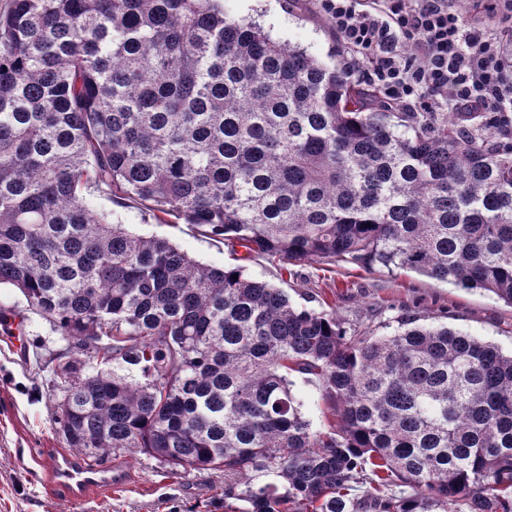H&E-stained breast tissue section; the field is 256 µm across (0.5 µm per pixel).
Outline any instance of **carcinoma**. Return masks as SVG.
Here are the masks:
<instances>
[{
	"label": "carcinoma",
	"instance_id": "cac0c4a2",
	"mask_svg": "<svg viewBox=\"0 0 512 512\" xmlns=\"http://www.w3.org/2000/svg\"><path fill=\"white\" fill-rule=\"evenodd\" d=\"M510 127L392 112L223 0H7L0 285L66 342L65 446L222 473L225 512H512V354L409 316L350 333L91 204L512 306ZM294 373L318 378L325 430ZM291 387L296 399L302 404V412L309 421L313 431L325 429L327 419L333 417L327 410V405L321 399L319 381L315 376L294 373L290 376Z\"/></svg>",
	"mask_w": 512,
	"mask_h": 512
}]
</instances>
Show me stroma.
Wrapping results in <instances>:
<instances>
[{
	"label": "stroma",
	"mask_w": 512,
	"mask_h": 512,
	"mask_svg": "<svg viewBox=\"0 0 512 512\" xmlns=\"http://www.w3.org/2000/svg\"><path fill=\"white\" fill-rule=\"evenodd\" d=\"M225 11L259 21L274 38L306 49L329 66H342L336 36L312 0H225ZM94 207L142 237L164 238L195 260L217 268L236 266L251 278L283 290L292 303L332 311L344 327L371 336L390 334L402 314L419 324L445 326L512 352V307L494 295L460 288L413 272H367L321 259L286 263L207 238L190 224H162L151 213L112 205ZM26 343L15 348L0 336V512H224V476L210 471L172 474L168 465L135 450L108 456L104 465L120 471L123 484L88 491L80 501L53 493L47 458L65 444L54 421L57 399L48 371L65 343L45 321L26 316ZM292 392L312 430L330 417L315 376L293 374Z\"/></svg>",
	"instance_id": "1"
}]
</instances>
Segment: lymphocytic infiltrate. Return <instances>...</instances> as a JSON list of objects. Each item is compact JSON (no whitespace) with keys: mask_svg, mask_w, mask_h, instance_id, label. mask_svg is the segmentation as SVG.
Here are the masks:
<instances>
[{"mask_svg":"<svg viewBox=\"0 0 512 512\" xmlns=\"http://www.w3.org/2000/svg\"><path fill=\"white\" fill-rule=\"evenodd\" d=\"M348 75L406 112L512 113V53L454 0H316Z\"/></svg>","mask_w":512,"mask_h":512,"instance_id":"1","label":"lymphocytic infiltrate"}]
</instances>
